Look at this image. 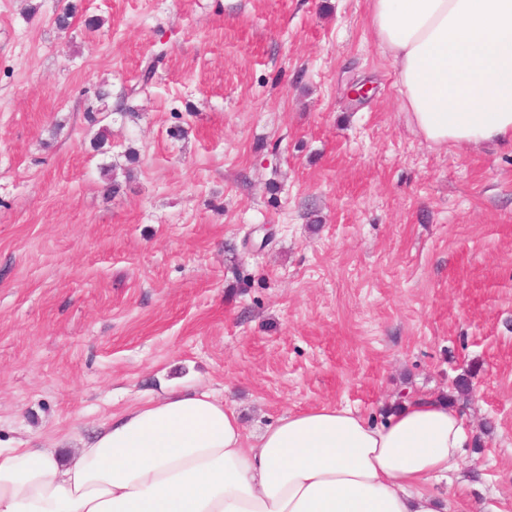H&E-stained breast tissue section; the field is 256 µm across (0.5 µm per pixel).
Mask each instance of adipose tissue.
I'll return each mask as SVG.
<instances>
[{
  "instance_id": "obj_1",
  "label": "adipose tissue",
  "mask_w": 512,
  "mask_h": 512,
  "mask_svg": "<svg viewBox=\"0 0 512 512\" xmlns=\"http://www.w3.org/2000/svg\"><path fill=\"white\" fill-rule=\"evenodd\" d=\"M404 111L437 145L512 144V0H369ZM464 415L416 398L380 422L324 406L246 436L207 391L103 425L70 462L0 448V512H448L425 491L458 466Z\"/></svg>"
}]
</instances>
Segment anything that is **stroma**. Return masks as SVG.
Wrapping results in <instances>:
<instances>
[{
  "mask_svg": "<svg viewBox=\"0 0 512 512\" xmlns=\"http://www.w3.org/2000/svg\"><path fill=\"white\" fill-rule=\"evenodd\" d=\"M63 2L0 0V448L171 391L249 435L442 394L469 440L428 490L512 512V148L418 134L368 0Z\"/></svg>",
  "mask_w": 512,
  "mask_h": 512,
  "instance_id": "1",
  "label": "stroma"
}]
</instances>
